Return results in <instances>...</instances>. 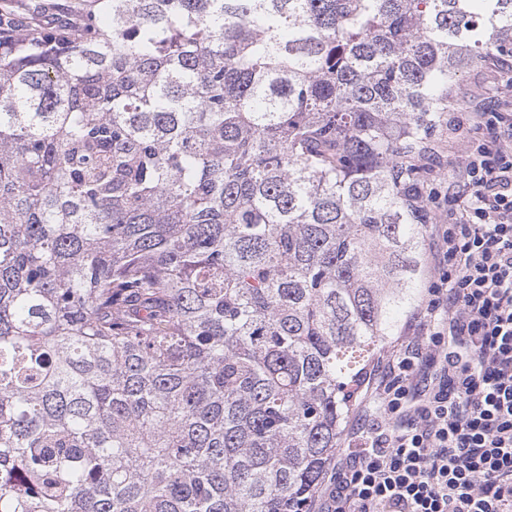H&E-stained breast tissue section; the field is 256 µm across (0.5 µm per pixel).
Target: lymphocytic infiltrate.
Listing matches in <instances>:
<instances>
[{
	"mask_svg": "<svg viewBox=\"0 0 512 512\" xmlns=\"http://www.w3.org/2000/svg\"><path fill=\"white\" fill-rule=\"evenodd\" d=\"M472 204L432 232L431 272L332 461L314 512H512V113L471 112Z\"/></svg>",
	"mask_w": 512,
	"mask_h": 512,
	"instance_id": "f902f5d3",
	"label": "lymphocytic infiltrate"
}]
</instances>
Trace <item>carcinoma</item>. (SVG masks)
Instances as JSON below:
<instances>
[{
	"mask_svg": "<svg viewBox=\"0 0 512 512\" xmlns=\"http://www.w3.org/2000/svg\"><path fill=\"white\" fill-rule=\"evenodd\" d=\"M512 0H86L0 43V512H303L414 307L420 157Z\"/></svg>",
	"mask_w": 512,
	"mask_h": 512,
	"instance_id": "obj_1",
	"label": "carcinoma"
}]
</instances>
